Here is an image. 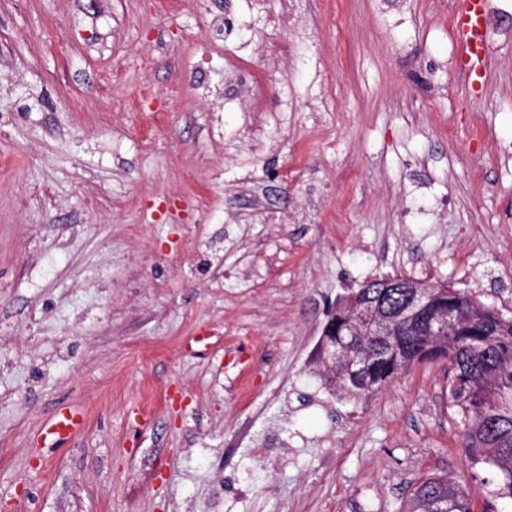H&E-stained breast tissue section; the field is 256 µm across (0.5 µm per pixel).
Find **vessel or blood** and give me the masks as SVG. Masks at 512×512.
I'll use <instances>...</instances> for the list:
<instances>
[{
	"mask_svg": "<svg viewBox=\"0 0 512 512\" xmlns=\"http://www.w3.org/2000/svg\"><path fill=\"white\" fill-rule=\"evenodd\" d=\"M488 0H463L454 18V36L458 46V68L469 85L482 87L486 75L489 48L484 37L483 17ZM85 424L83 414L70 407L58 408L45 422V436L59 443L67 442Z\"/></svg>",
	"mask_w": 512,
	"mask_h": 512,
	"instance_id": "vessel-or-blood-1",
	"label": "vessel or blood"
}]
</instances>
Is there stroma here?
Listing matches in <instances>:
<instances>
[{"instance_id": "obj_1", "label": "stroma", "mask_w": 512, "mask_h": 512, "mask_svg": "<svg viewBox=\"0 0 512 512\" xmlns=\"http://www.w3.org/2000/svg\"><path fill=\"white\" fill-rule=\"evenodd\" d=\"M309 2L276 57L251 0H0V512H512L448 360L352 402L314 358L388 274L512 316V0L478 95L459 0ZM85 424L83 414L70 407L58 408L45 422L43 432L45 437L55 442L64 443L79 433ZM413 507L408 512H441L439 504L453 505L452 512H472L465 489L445 478H428L418 484L413 493Z\"/></svg>"}]
</instances>
